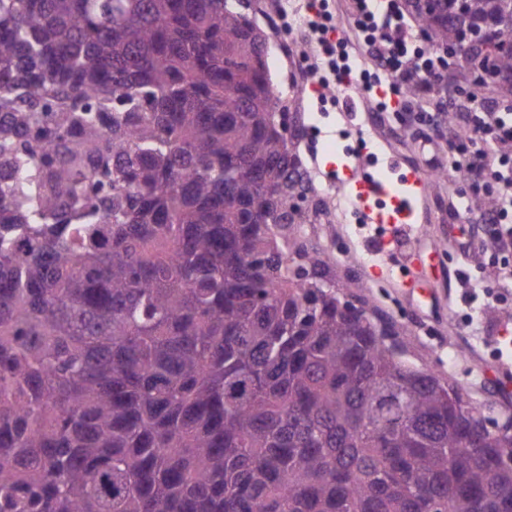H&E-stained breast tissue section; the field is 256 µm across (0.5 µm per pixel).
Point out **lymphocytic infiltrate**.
I'll return each instance as SVG.
<instances>
[{
    "label": "lymphocytic infiltrate",
    "mask_w": 512,
    "mask_h": 512,
    "mask_svg": "<svg viewBox=\"0 0 512 512\" xmlns=\"http://www.w3.org/2000/svg\"><path fill=\"white\" fill-rule=\"evenodd\" d=\"M354 38L338 33L329 0H311L303 21L313 55L305 71L307 82L329 89L353 84L368 96L375 111H391L400 86L413 83L430 93L446 65L425 48L415 15L404 0H349ZM458 155L449 167L472 196L490 198L489 209L476 212L483 227L477 237L459 242L463 253L489 245L499 265L501 295L512 293V100L479 112H456Z\"/></svg>",
    "instance_id": "f902f5d3"
}]
</instances>
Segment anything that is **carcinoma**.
<instances>
[{
    "mask_svg": "<svg viewBox=\"0 0 512 512\" xmlns=\"http://www.w3.org/2000/svg\"><path fill=\"white\" fill-rule=\"evenodd\" d=\"M251 2L0 0V512H505L512 438L288 235ZM466 2L420 14L465 75L512 41ZM464 41L467 42L468 45H477L481 48L482 54L479 60H482L485 56L492 58L495 55H500L502 53L512 54V43L502 45L486 42L480 31L466 30L464 33Z\"/></svg>",
    "mask_w": 512,
    "mask_h": 512,
    "instance_id": "cac0c4a2",
    "label": "carcinoma"
}]
</instances>
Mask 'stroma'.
<instances>
[{
  "label": "stroma",
  "instance_id": "1",
  "mask_svg": "<svg viewBox=\"0 0 512 512\" xmlns=\"http://www.w3.org/2000/svg\"><path fill=\"white\" fill-rule=\"evenodd\" d=\"M262 10L257 21L265 31L275 29V20L288 15L295 27L291 34L279 35L268 52L269 73L281 90L301 85L303 69L295 51L303 39L296 24L305 13L306 0H258ZM454 78L435 86L429 97H411L402 116L378 122L363 97H356L360 121L376 125L378 139L372 146L379 155L377 174L381 181L395 184L402 169L426 166L429 153L438 161L448 159L455 130L448 122V103L454 100ZM298 118L308 135L296 143L304 166L309 167L314 189L302 204L309 221L295 225L297 234L312 238L333 258L336 279L344 293L368 298L374 310L392 321L400 332L399 343L409 364L427 370L440 380L453 382L471 402L485 406L498 422L512 419V299L496 308L473 310L464 320L457 306L459 288L456 272L467 267L484 281H492L488 257L474 251L461 258L454 238L476 232V225L460 217L466 207L460 199L461 187L448 178H430L425 198L418 208V222L407 237L409 249L431 255L432 271L424 291L406 292L397 288L393 274L374 278L371 267L377 258L366 244L351 200L339 188L329 185L321 167L327 162L352 164L358 147L353 133L341 119L342 106L302 96L297 100ZM431 112L436 121L420 126L415 113Z\"/></svg>",
  "mask_w": 512,
  "mask_h": 512
}]
</instances>
